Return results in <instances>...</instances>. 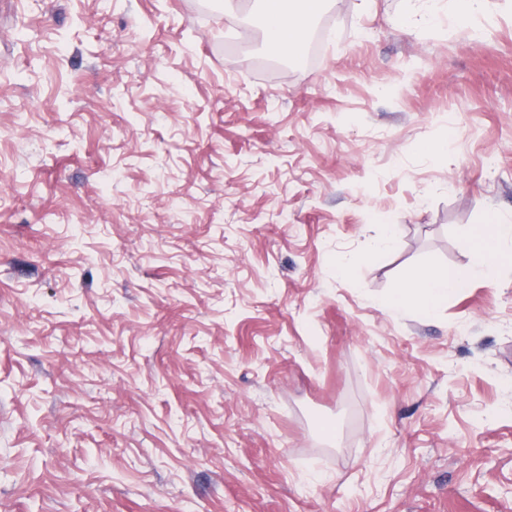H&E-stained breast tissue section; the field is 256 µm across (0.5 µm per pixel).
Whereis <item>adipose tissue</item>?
Masks as SVG:
<instances>
[{"label":"adipose tissue","instance_id":"ef3b65f1","mask_svg":"<svg viewBox=\"0 0 512 512\" xmlns=\"http://www.w3.org/2000/svg\"><path fill=\"white\" fill-rule=\"evenodd\" d=\"M267 40L278 51L295 56L304 47L309 28L324 8L326 0H257ZM460 237L471 255L462 267L424 266L415 270L409 282L379 297L383 311L400 313L413 310L437 315L450 296L459 294L477 279L495 278L512 265V223L494 220L489 224L468 225Z\"/></svg>","mask_w":512,"mask_h":512}]
</instances>
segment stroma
I'll list each match as a JSON object with an SVG mask.
<instances>
[{
    "mask_svg": "<svg viewBox=\"0 0 512 512\" xmlns=\"http://www.w3.org/2000/svg\"><path fill=\"white\" fill-rule=\"evenodd\" d=\"M428 7L0 0V512H512V268L375 305L512 219V0ZM326 0H257L267 40L284 55L295 56L304 47L311 23ZM485 0H448V20L473 17L482 9Z\"/></svg>",
    "mask_w": 512,
    "mask_h": 512,
    "instance_id": "stroma-1",
    "label": "stroma"
}]
</instances>
